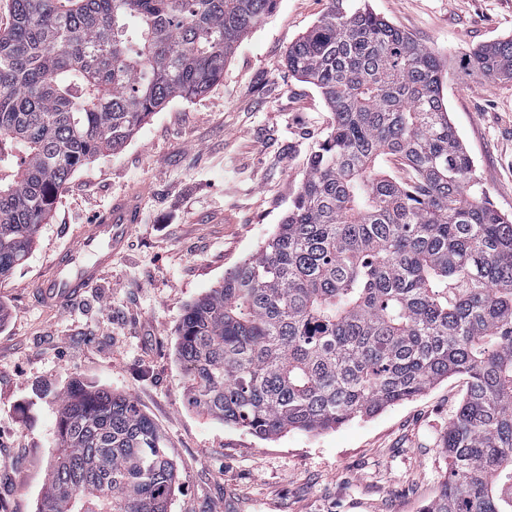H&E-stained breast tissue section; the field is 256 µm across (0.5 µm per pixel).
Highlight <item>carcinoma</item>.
<instances>
[{"label":"carcinoma","instance_id":"obj_1","mask_svg":"<svg viewBox=\"0 0 512 512\" xmlns=\"http://www.w3.org/2000/svg\"><path fill=\"white\" fill-rule=\"evenodd\" d=\"M0 30V279L78 168L224 79L276 0H8ZM288 71L331 112L275 233L187 304L176 356L199 414L269 440L467 380L420 512H512V214L486 197L445 63L366 0H328ZM460 66L512 81V38ZM399 163L403 175L388 171ZM38 512H168L179 476L129 396L73 380Z\"/></svg>","mask_w":512,"mask_h":512}]
</instances>
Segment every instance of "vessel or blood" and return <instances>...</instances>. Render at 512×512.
Listing matches in <instances>:
<instances>
[{
  "label": "vessel or blood",
  "instance_id": "1",
  "mask_svg": "<svg viewBox=\"0 0 512 512\" xmlns=\"http://www.w3.org/2000/svg\"><path fill=\"white\" fill-rule=\"evenodd\" d=\"M140 221L138 197L122 194L102 214L80 225L75 243L57 253L48 274L39 281L40 303L58 309L79 298L111 268L116 256L125 253L132 229Z\"/></svg>",
  "mask_w": 512,
  "mask_h": 512
}]
</instances>
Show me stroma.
<instances>
[{
    "label": "stroma",
    "mask_w": 512,
    "mask_h": 512,
    "mask_svg": "<svg viewBox=\"0 0 512 512\" xmlns=\"http://www.w3.org/2000/svg\"><path fill=\"white\" fill-rule=\"evenodd\" d=\"M368 2L446 61L450 120L488 198L512 214V82L459 65L473 47L512 37V0ZM325 7L277 0L219 85L170 102L122 149L73 173L27 260L0 280V512H36L57 397L75 378L132 397L162 433L179 474L169 512H420L437 494L464 377L318 434L262 440L192 409L176 356L183 307L275 232L329 123L319 90L285 65ZM138 189L128 253L82 298L46 310L35 289L56 253Z\"/></svg>",
    "instance_id": "35a3bbf8"
}]
</instances>
